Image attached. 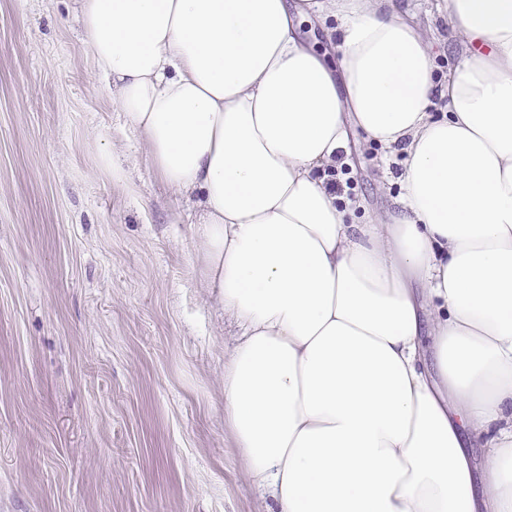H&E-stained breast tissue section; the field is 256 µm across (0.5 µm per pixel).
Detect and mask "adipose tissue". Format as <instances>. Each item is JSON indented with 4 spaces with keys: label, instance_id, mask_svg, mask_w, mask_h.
<instances>
[{
    "label": "adipose tissue",
    "instance_id": "obj_1",
    "mask_svg": "<svg viewBox=\"0 0 512 512\" xmlns=\"http://www.w3.org/2000/svg\"><path fill=\"white\" fill-rule=\"evenodd\" d=\"M74 2L125 128L198 197L247 483L276 512H512V0H447L441 81L402 0ZM354 128L404 155L368 224L324 180Z\"/></svg>",
    "mask_w": 512,
    "mask_h": 512
}]
</instances>
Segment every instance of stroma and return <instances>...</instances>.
Wrapping results in <instances>:
<instances>
[{
  "mask_svg": "<svg viewBox=\"0 0 512 512\" xmlns=\"http://www.w3.org/2000/svg\"><path fill=\"white\" fill-rule=\"evenodd\" d=\"M110 99L73 0H0V512H275L224 423L235 329L195 273L197 201ZM354 138L365 224L402 157Z\"/></svg>",
  "mask_w": 512,
  "mask_h": 512,
  "instance_id": "1",
  "label": "stroma"
}]
</instances>
